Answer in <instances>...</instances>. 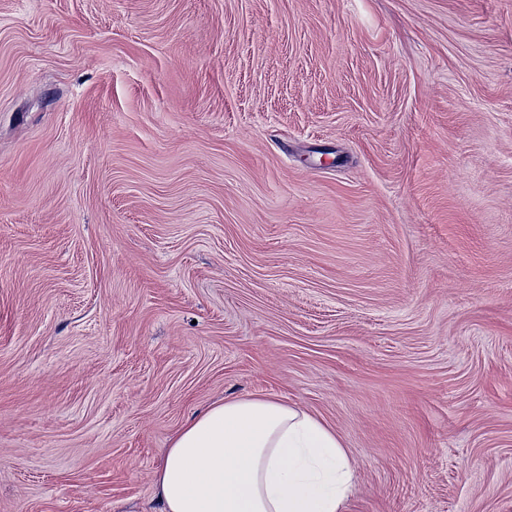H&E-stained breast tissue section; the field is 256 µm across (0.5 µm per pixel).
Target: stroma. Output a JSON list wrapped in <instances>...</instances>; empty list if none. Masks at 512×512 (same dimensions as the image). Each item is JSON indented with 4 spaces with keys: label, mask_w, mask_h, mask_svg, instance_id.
Returning a JSON list of instances; mask_svg holds the SVG:
<instances>
[{
    "label": "stroma",
    "mask_w": 512,
    "mask_h": 512,
    "mask_svg": "<svg viewBox=\"0 0 512 512\" xmlns=\"http://www.w3.org/2000/svg\"><path fill=\"white\" fill-rule=\"evenodd\" d=\"M230 396L512 512V0H0V512H159Z\"/></svg>",
    "instance_id": "1"
}]
</instances>
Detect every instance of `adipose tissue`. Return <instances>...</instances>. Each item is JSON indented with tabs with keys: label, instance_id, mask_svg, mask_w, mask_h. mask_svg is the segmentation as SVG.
<instances>
[{
	"label": "adipose tissue",
	"instance_id": "1",
	"mask_svg": "<svg viewBox=\"0 0 512 512\" xmlns=\"http://www.w3.org/2000/svg\"><path fill=\"white\" fill-rule=\"evenodd\" d=\"M161 512H339L352 468L335 432L267 397H227L182 425L155 472Z\"/></svg>",
	"mask_w": 512,
	"mask_h": 512
}]
</instances>
